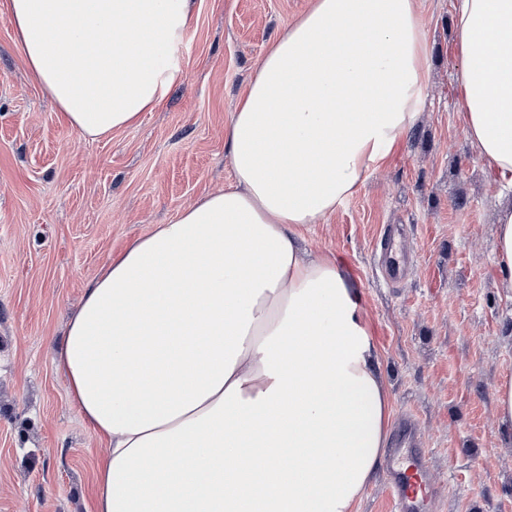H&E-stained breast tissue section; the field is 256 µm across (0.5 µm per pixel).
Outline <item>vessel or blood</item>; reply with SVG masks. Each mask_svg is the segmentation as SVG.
<instances>
[{
  "mask_svg": "<svg viewBox=\"0 0 512 512\" xmlns=\"http://www.w3.org/2000/svg\"><path fill=\"white\" fill-rule=\"evenodd\" d=\"M396 239H382L388 281H402L408 272L407 257H395ZM384 468L391 512H429L435 498L431 456L412 417H403L393 445L388 449Z\"/></svg>",
  "mask_w": 512,
  "mask_h": 512,
  "instance_id": "vessel-or-blood-1",
  "label": "vessel or blood"
}]
</instances>
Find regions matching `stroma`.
<instances>
[{
    "instance_id": "stroma-1",
    "label": "stroma",
    "mask_w": 512,
    "mask_h": 512,
    "mask_svg": "<svg viewBox=\"0 0 512 512\" xmlns=\"http://www.w3.org/2000/svg\"><path fill=\"white\" fill-rule=\"evenodd\" d=\"M0 0V512H93L104 443L68 400L54 350L87 283L156 225L233 180L231 114L269 45L311 0H196L179 74L138 126L100 140L29 72ZM454 0H416L428 41L419 121L356 193L298 227L350 269L392 414L413 416L439 479L433 512H512V441L495 392L512 380V295L494 266V172L466 131ZM466 207H458L459 198ZM415 264L377 275L386 225Z\"/></svg>"
}]
</instances>
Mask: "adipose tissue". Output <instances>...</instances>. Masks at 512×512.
I'll use <instances>...</instances> for the list:
<instances>
[{"instance_id":"ef3b65f1","label":"adipose tissue","mask_w":512,"mask_h":512,"mask_svg":"<svg viewBox=\"0 0 512 512\" xmlns=\"http://www.w3.org/2000/svg\"><path fill=\"white\" fill-rule=\"evenodd\" d=\"M28 70L71 127L137 125L177 79L194 0H7ZM468 135L512 188V0H455ZM415 0H312L257 65L233 181L112 258L55 359L104 442L94 512H358L391 397L360 292L296 228L335 212L419 116ZM512 288V201L494 213Z\"/></svg>"}]
</instances>
